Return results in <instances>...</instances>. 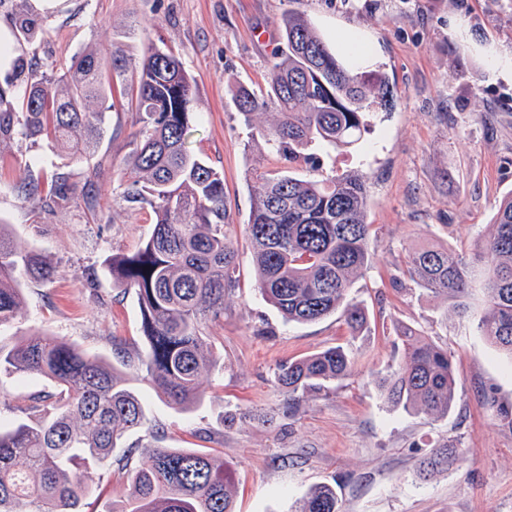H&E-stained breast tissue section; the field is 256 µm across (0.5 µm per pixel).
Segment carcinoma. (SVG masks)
<instances>
[{
  "label": "carcinoma",
  "mask_w": 512,
  "mask_h": 512,
  "mask_svg": "<svg viewBox=\"0 0 512 512\" xmlns=\"http://www.w3.org/2000/svg\"><path fill=\"white\" fill-rule=\"evenodd\" d=\"M30 0H0L16 32L34 39L42 19ZM280 27L286 49L268 72L266 94L239 88V113L249 118L273 107L279 123L264 131L269 150L291 162L313 145H357L367 112L382 87L346 66L305 17L290 12ZM128 64L119 51L108 62L90 51L74 55L66 71L48 76L20 54L0 79V140L20 133L44 136L75 157L103 134L102 115L112 92L125 94ZM140 128L121 170L124 201L154 216L150 237L135 251L107 261L112 281L137 295L143 349L122 347L112 361L85 353L54 336L20 335L0 346V371L50 380L59 390L36 418L0 427V512H83L91 475L112 464L124 435L147 422L132 381L151 384L170 404H201L200 371L216 365L202 327L224 316V297L238 286L236 253L226 232L224 175L189 151L192 78L171 52L147 47L136 68ZM24 202L49 208L71 200L69 173L50 184L28 176L16 186ZM364 177H300L271 170L256 176L246 233L253 250L255 286L288 324H308L336 312L355 331L364 309L349 298L371 260V225ZM53 267L33 250H19L0 224V328L13 323L22 303V279L47 281ZM405 274L423 290L444 296L479 335L512 359V193L498 204L492 232L476 244L475 258L441 247L411 253ZM403 361L382 388L406 413L445 417L456 399L452 355L404 328ZM351 374L345 350L330 347L281 366L279 387L293 401ZM130 476L125 512H234L224 459L195 448H144ZM457 448H439L420 473L450 467ZM295 512H339L336 488L313 487Z\"/></svg>",
  "instance_id": "1"
}]
</instances>
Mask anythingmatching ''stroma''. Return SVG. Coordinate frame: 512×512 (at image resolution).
I'll return each instance as SVG.
<instances>
[{"instance_id": "35a3bbf8", "label": "stroma", "mask_w": 512, "mask_h": 512, "mask_svg": "<svg viewBox=\"0 0 512 512\" xmlns=\"http://www.w3.org/2000/svg\"><path fill=\"white\" fill-rule=\"evenodd\" d=\"M500 2L34 0L43 31L17 51L47 71L62 73L85 50L104 60L119 50L133 66L151 44L179 57L195 91L189 147L224 174L237 254L239 286L204 330L220 365L199 376L203 403L184 411L139 384L149 425L126 433L111 466L94 474L91 512H120L127 477L150 447L223 454L235 512H294L321 483L336 486L341 512H512V420L499 412L512 407V359L405 274L415 246L471 252L512 191V11ZM288 12L307 17L340 57L341 35L367 38L370 79L386 83L361 143L318 154L323 176L367 178L374 255L350 291L367 314L355 333L336 314L285 324L255 288L244 226L253 172L281 165L261 136L278 114L270 109L244 123L234 95L241 87L265 93ZM104 127L96 151L81 159L45 140L0 141V222L19 247L54 267L51 280L23 281L24 303L0 330L2 346L19 333L45 334L108 360L115 346L143 345L137 297L106 268L153 229L149 209L121 198L119 172L139 128L130 98H115ZM58 171L75 187L66 208L18 198L22 178ZM406 326L453 355L457 398L445 418L396 410L384 399L380 385L403 359L398 334ZM336 345L353 361L350 376L289 402L276 381L281 365ZM54 392L46 378L0 372V423L25 417ZM448 444L459 450L452 468L419 476L420 461Z\"/></svg>"}]
</instances>
